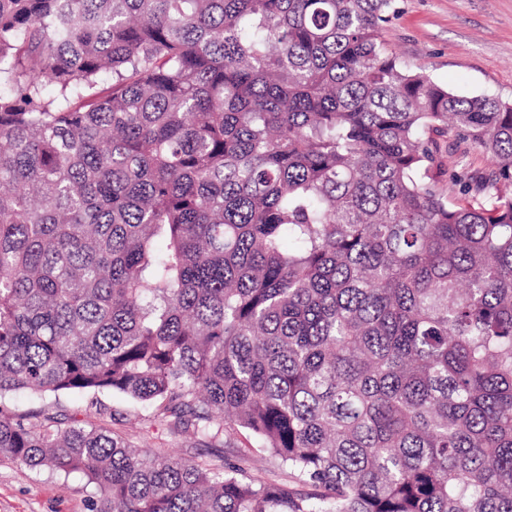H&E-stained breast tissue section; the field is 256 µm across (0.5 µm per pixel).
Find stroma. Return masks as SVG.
Listing matches in <instances>:
<instances>
[{
	"mask_svg": "<svg viewBox=\"0 0 512 512\" xmlns=\"http://www.w3.org/2000/svg\"><path fill=\"white\" fill-rule=\"evenodd\" d=\"M398 14L385 24L388 48L460 95L491 94L512 102V0H398ZM13 412L45 408L64 417L103 423L135 445L172 449L206 460L215 451L188 433H171L150 406L122 396L89 398L15 393L5 399ZM93 489L80 474L67 477L31 471L0 458V512H88Z\"/></svg>",
	"mask_w": 512,
	"mask_h": 512,
	"instance_id": "obj_1",
	"label": "stroma"
}]
</instances>
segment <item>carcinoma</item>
I'll list each match as a JSON object with an SVG mask.
<instances>
[{
  "label": "carcinoma",
  "instance_id": "cac0c4a2",
  "mask_svg": "<svg viewBox=\"0 0 512 512\" xmlns=\"http://www.w3.org/2000/svg\"><path fill=\"white\" fill-rule=\"evenodd\" d=\"M395 2L0 0V399L293 482L44 410L0 457L90 512H512V103L402 65ZM467 148L465 154L458 152L451 155L452 160L458 164V171L464 169L470 172H485L491 168L490 162L479 148L475 145H469ZM99 398L101 406L98 404L97 408L91 406L88 397L65 395L38 398L28 393H15L7 396L4 402L16 413L42 407L50 413L61 414L60 418L76 416L94 423H104L124 435L132 444H147L162 450L169 448L188 459L207 460L217 453L227 455L228 443L224 447L210 448L189 433H171L166 422L153 418L148 405L123 395L108 394Z\"/></svg>",
  "mask_w": 512,
  "mask_h": 512
}]
</instances>
